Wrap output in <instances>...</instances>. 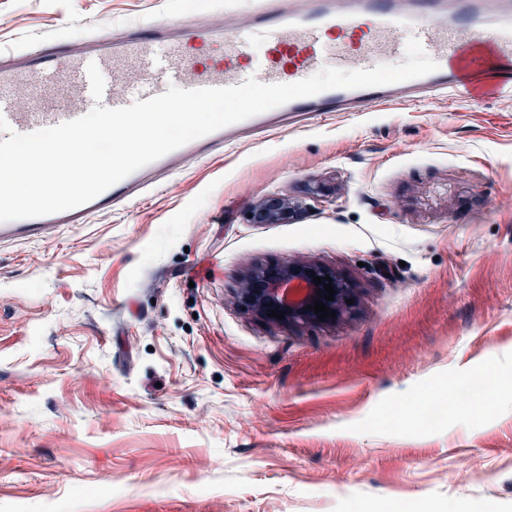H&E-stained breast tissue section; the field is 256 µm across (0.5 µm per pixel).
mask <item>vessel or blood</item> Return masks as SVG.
<instances>
[{"instance_id":"vessel-or-blood-1","label":"vessel or blood","mask_w":512,"mask_h":512,"mask_svg":"<svg viewBox=\"0 0 512 512\" xmlns=\"http://www.w3.org/2000/svg\"><path fill=\"white\" fill-rule=\"evenodd\" d=\"M418 38L437 62L435 72L385 86L330 89L298 98L193 140L110 187L91 202L56 214L0 223L1 241L34 240L135 197L157 172L176 171L245 134L273 129L311 112H364L408 100L411 92L462 93L468 76L493 70L494 91L512 95V9L490 15L484 0H299L287 8L269 0L227 27L186 34L166 22L130 27L120 38L90 35L79 50L56 39L35 48L0 50V116L31 133L85 115L92 107L87 75L97 63L104 106L122 107L169 87L199 89L260 82L294 83L326 67L371 69L399 59ZM33 90L28 109L10 93L20 80Z\"/></svg>"}]
</instances>
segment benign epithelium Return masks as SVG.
Instances as JSON below:
<instances>
[{"instance_id": "1", "label": "benign epithelium", "mask_w": 512, "mask_h": 512, "mask_svg": "<svg viewBox=\"0 0 512 512\" xmlns=\"http://www.w3.org/2000/svg\"><path fill=\"white\" fill-rule=\"evenodd\" d=\"M300 212L299 204L287 197L269 196L260 200L251 209L252 224H281ZM321 277V284H313V276ZM332 279L334 300L324 298L323 284ZM354 297L352 285L336 271L329 268L300 262H288L273 267H260L249 271L241 282L239 303L245 311L268 317L272 310L284 313V319L273 318L285 324L318 322L330 324L343 314L350 312L352 305L346 303ZM320 301L336 313V317L322 319L308 306Z\"/></svg>"}]
</instances>
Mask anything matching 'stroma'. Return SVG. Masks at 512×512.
<instances>
[{"instance_id":"1","label":"stroma","mask_w":512,"mask_h":512,"mask_svg":"<svg viewBox=\"0 0 512 512\" xmlns=\"http://www.w3.org/2000/svg\"><path fill=\"white\" fill-rule=\"evenodd\" d=\"M257 3L0 0V46ZM272 195L300 217L250 223ZM294 261L344 276L350 313L240 309L244 272ZM407 389L447 413L394 419ZM403 505L512 512V96L315 115L0 242V512Z\"/></svg>"}]
</instances>
